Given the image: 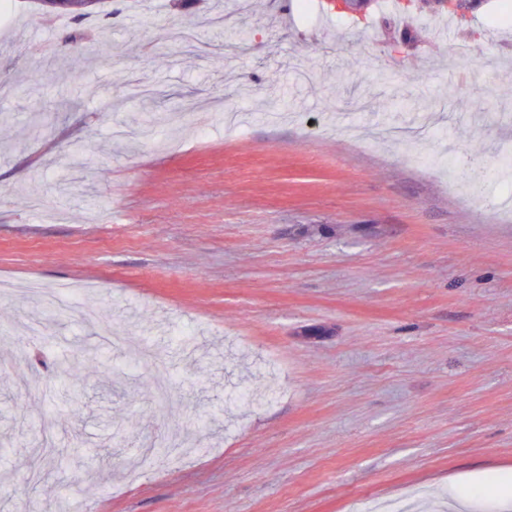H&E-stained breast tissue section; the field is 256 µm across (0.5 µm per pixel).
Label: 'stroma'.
<instances>
[{
    "mask_svg": "<svg viewBox=\"0 0 512 512\" xmlns=\"http://www.w3.org/2000/svg\"><path fill=\"white\" fill-rule=\"evenodd\" d=\"M0 14V512H499L512 481V27L310 0ZM400 15V14H399ZM471 56L454 55L456 28ZM235 120L244 135L226 134ZM148 354L126 360L85 302ZM178 392L159 409L152 364ZM80 368L78 383L65 367ZM249 390L248 403L227 393ZM59 455L31 480L42 426ZM178 437L191 456L157 462Z\"/></svg>",
    "mask_w": 512,
    "mask_h": 512,
    "instance_id": "stroma-1",
    "label": "stroma"
}]
</instances>
